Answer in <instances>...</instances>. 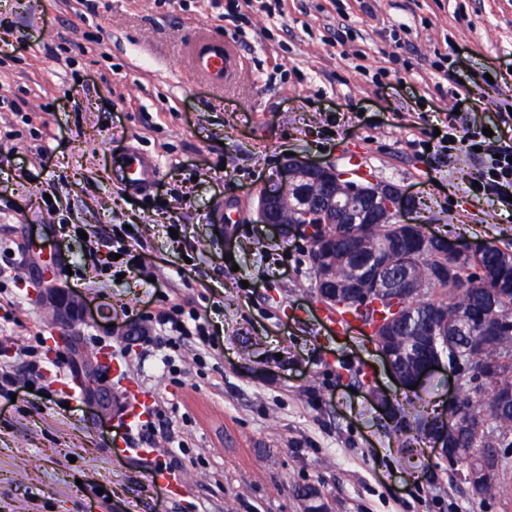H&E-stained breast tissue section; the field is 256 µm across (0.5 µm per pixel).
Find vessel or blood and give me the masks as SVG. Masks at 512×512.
Wrapping results in <instances>:
<instances>
[{
    "label": "vessel or blood",
    "instance_id": "1",
    "mask_svg": "<svg viewBox=\"0 0 512 512\" xmlns=\"http://www.w3.org/2000/svg\"><path fill=\"white\" fill-rule=\"evenodd\" d=\"M187 59L193 73L217 86L238 82L247 73L237 48L224 37L207 31L199 33L189 46ZM118 171L121 189L144 194L152 189L160 167L154 156L133 147L122 156Z\"/></svg>",
    "mask_w": 512,
    "mask_h": 512
}]
</instances>
